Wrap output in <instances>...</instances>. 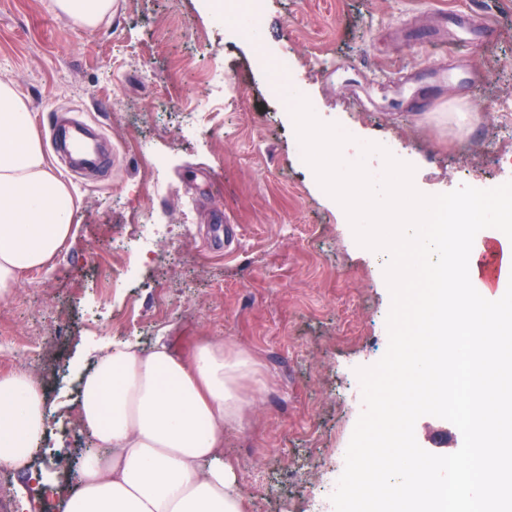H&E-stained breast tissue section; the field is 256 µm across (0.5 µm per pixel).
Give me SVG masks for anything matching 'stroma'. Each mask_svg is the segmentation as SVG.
<instances>
[{
  "label": "stroma",
  "mask_w": 512,
  "mask_h": 512,
  "mask_svg": "<svg viewBox=\"0 0 512 512\" xmlns=\"http://www.w3.org/2000/svg\"><path fill=\"white\" fill-rule=\"evenodd\" d=\"M47 2L0 0V80L27 102L41 144L52 110L86 113L112 143V168L71 183L73 238L0 302L14 341L0 345V371L29 358L52 406L36 468L75 490V365L94 339L147 347L163 336L184 352L216 336L254 360L242 390L256 399L224 427L249 512H312L364 409L357 370L388 348L391 257L357 243L299 163L290 107L270 93L258 50L293 59L291 86L321 122L350 128L347 150L396 143L425 195L490 189L512 181L497 164L512 148V0H266L255 44L204 0H112L92 28ZM462 11L482 38L438 47L435 31ZM215 69L220 100L204 81ZM415 437L438 455L463 441L430 415Z\"/></svg>",
  "instance_id": "obj_1"
}]
</instances>
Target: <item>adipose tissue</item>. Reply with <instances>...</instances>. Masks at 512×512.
<instances>
[{
	"mask_svg": "<svg viewBox=\"0 0 512 512\" xmlns=\"http://www.w3.org/2000/svg\"><path fill=\"white\" fill-rule=\"evenodd\" d=\"M78 204L47 162L32 114L0 81V301L22 272L53 264L72 238ZM80 369L78 424L91 440L65 512H247L241 478L224 457V426L248 402L239 381L252 360L203 336L186 353L99 338ZM39 380L0 372V470L20 471L26 493L54 488L32 467L49 434Z\"/></svg>",
	"mask_w": 512,
	"mask_h": 512,
	"instance_id": "obj_1",
	"label": "adipose tissue"
}]
</instances>
